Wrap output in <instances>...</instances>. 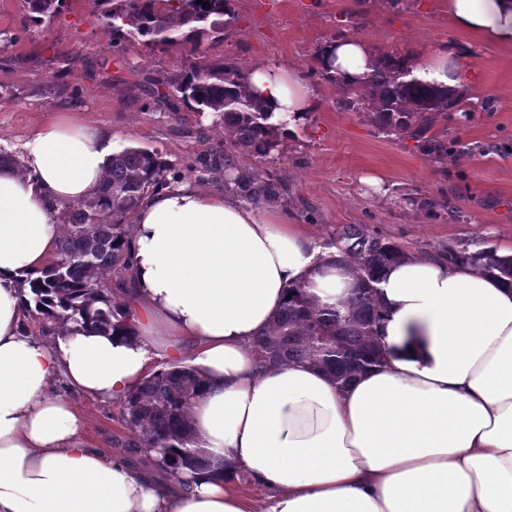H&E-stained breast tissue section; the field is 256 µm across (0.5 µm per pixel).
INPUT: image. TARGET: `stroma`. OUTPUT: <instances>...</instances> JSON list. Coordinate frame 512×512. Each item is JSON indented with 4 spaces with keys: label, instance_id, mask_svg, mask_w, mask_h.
Returning a JSON list of instances; mask_svg holds the SVG:
<instances>
[{
    "label": "stroma",
    "instance_id": "obj_1",
    "mask_svg": "<svg viewBox=\"0 0 512 512\" xmlns=\"http://www.w3.org/2000/svg\"><path fill=\"white\" fill-rule=\"evenodd\" d=\"M344 35L377 56L445 47L473 76L467 92L478 108L432 128L450 144L448 155L376 133L362 113L337 106L340 91L316 75V54ZM225 57L246 73L259 65L301 70L320 91V109L282 155L259 162L287 186L286 205L315 241L331 244L339 226L365 224L418 253L479 240L512 249V46L454 27L448 0H235L222 40L194 54L180 44L113 48L90 0H67L46 27L28 22L20 0H0V150L23 156L43 123L65 115L110 131L113 148L162 150L182 178L216 188L201 161L223 149V130L211 113L169 107L155 92L189 65ZM369 174L382 179L383 192L363 184ZM75 407L93 447L122 453L131 432L120 404L79 397Z\"/></svg>",
    "mask_w": 512,
    "mask_h": 512
}]
</instances>
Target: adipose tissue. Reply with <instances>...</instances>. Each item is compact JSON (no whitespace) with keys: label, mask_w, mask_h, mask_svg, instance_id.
<instances>
[{"label":"adipose tissue","mask_w":512,"mask_h":512,"mask_svg":"<svg viewBox=\"0 0 512 512\" xmlns=\"http://www.w3.org/2000/svg\"><path fill=\"white\" fill-rule=\"evenodd\" d=\"M448 19L512 45V0H448ZM374 56L360 39L327 43L323 68L360 87ZM412 78L459 88L448 50L411 59ZM250 91L292 139L320 104L293 69L252 70ZM108 131L56 119L27 145L25 172L0 167V512H253L238 473L268 492L262 512H512V281L422 253L388 267L382 366L346 388L305 363L260 367L252 338L293 284L332 304L353 277L288 208L180 181L134 216L133 332L90 330L48 345L24 330L20 282L38 275L65 206L95 193ZM206 380L190 408L195 447L212 467L158 488L93 449L55 382L120 402L155 362Z\"/></svg>","instance_id":"1"}]
</instances>
